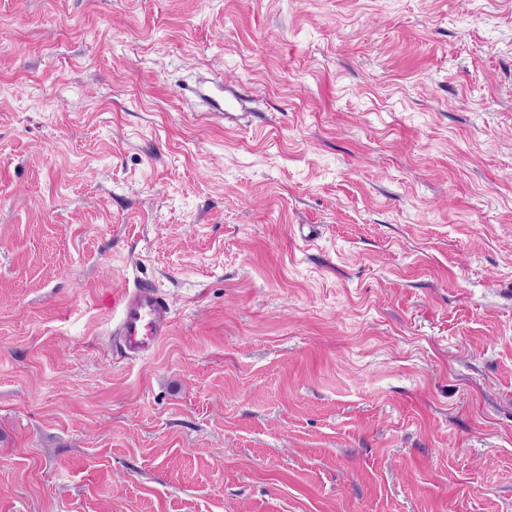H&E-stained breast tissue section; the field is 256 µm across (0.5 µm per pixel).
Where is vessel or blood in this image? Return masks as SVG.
Listing matches in <instances>:
<instances>
[{"instance_id":"vessel-or-blood-1","label":"vessel or blood","mask_w":512,"mask_h":512,"mask_svg":"<svg viewBox=\"0 0 512 512\" xmlns=\"http://www.w3.org/2000/svg\"><path fill=\"white\" fill-rule=\"evenodd\" d=\"M172 324L171 307L155 282L133 281L112 298V339L124 358L150 357Z\"/></svg>"}]
</instances>
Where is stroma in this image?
<instances>
[{
	"mask_svg": "<svg viewBox=\"0 0 512 512\" xmlns=\"http://www.w3.org/2000/svg\"><path fill=\"white\" fill-rule=\"evenodd\" d=\"M0 512H512V0H0ZM172 310L152 281L134 280L112 296V339L125 359L150 357L172 330Z\"/></svg>",
	"mask_w": 512,
	"mask_h": 512,
	"instance_id": "stroma-1",
	"label": "stroma"
}]
</instances>
